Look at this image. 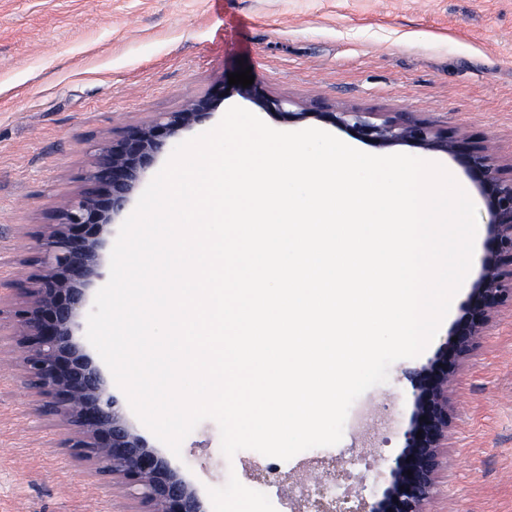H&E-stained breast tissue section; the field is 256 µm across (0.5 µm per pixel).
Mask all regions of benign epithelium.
Returning a JSON list of instances; mask_svg holds the SVG:
<instances>
[{
  "instance_id": "benign-epithelium-1",
  "label": "benign epithelium",
  "mask_w": 512,
  "mask_h": 512,
  "mask_svg": "<svg viewBox=\"0 0 512 512\" xmlns=\"http://www.w3.org/2000/svg\"><path fill=\"white\" fill-rule=\"evenodd\" d=\"M221 89L181 112H164L152 124L129 131L95 160L80 194L61 211V222L42 243V271L30 289V302L14 313L15 336L27 349L24 369L29 386L47 402L42 411L62 414L75 428L70 450L103 462L101 472L145 488L156 512H204L195 492L169 462L150 449L124 419L99 370L73 341V327L89 278L98 266L101 235L122 212L140 174L185 127L204 119ZM291 102L266 100V107L288 119L302 120ZM335 125L374 145L411 142L453 154L487 196L489 240L481 272L471 284L449 339L427 365L414 371L412 414L403 432L404 446L393 459L378 453L385 488L370 498L351 491L353 473L336 457L314 459L299 472L280 474L255 462L251 476L263 484L291 482L299 496L290 512H426L436 483L440 449L448 438L451 415L448 383L460 360L490 325L494 314L512 304V165H498L484 147L469 138L444 136L423 122L383 118L371 112H323ZM457 341H452V338ZM412 475H407V472Z\"/></svg>"
}]
</instances>
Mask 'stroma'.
<instances>
[{
	"label": "stroma",
	"mask_w": 512,
	"mask_h": 512,
	"mask_svg": "<svg viewBox=\"0 0 512 512\" xmlns=\"http://www.w3.org/2000/svg\"><path fill=\"white\" fill-rule=\"evenodd\" d=\"M250 87L231 86L185 141L215 127L231 106L281 131L319 128L352 141L327 112L409 113L448 136L465 135L512 161V0H0V512H153L143 489L99 471L66 446L62 416L41 411L27 384L26 350L13 312L40 268L38 241L81 190L93 159L127 130L208 96L239 66ZM291 100L298 121L266 111ZM436 162L466 183L477 210L475 280L487 241V209L452 154L410 143L373 146ZM467 295L459 290L438 333L417 357L395 362L388 382L351 407L340 443L283 461L252 450L226 458L214 421L201 422L180 456L145 427L86 338L74 340L100 371L136 434L169 458L205 512H289L276 486L250 476L252 462L289 473L313 457L360 459L372 425L398 455L412 412L408 377L446 342ZM452 423L429 512H512V307L504 306L448 386Z\"/></svg>",
	"instance_id": "stroma-1"
}]
</instances>
